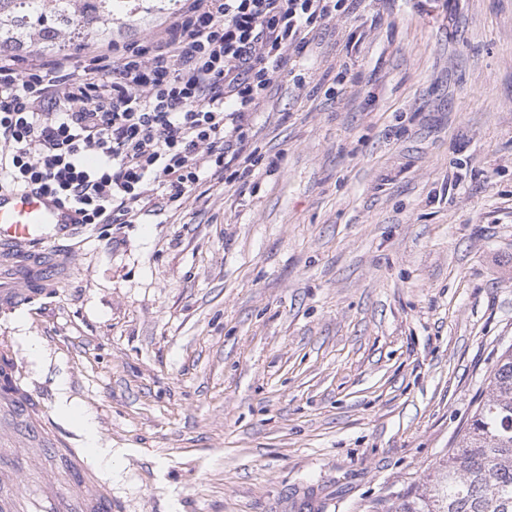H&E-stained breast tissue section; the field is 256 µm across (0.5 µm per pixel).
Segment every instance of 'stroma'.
I'll return each mask as SVG.
<instances>
[{
    "label": "stroma",
    "mask_w": 512,
    "mask_h": 512,
    "mask_svg": "<svg viewBox=\"0 0 512 512\" xmlns=\"http://www.w3.org/2000/svg\"><path fill=\"white\" fill-rule=\"evenodd\" d=\"M252 132L274 172L77 226L73 274L0 308L30 401L70 447L63 395L122 449L86 459L112 512H387L512 345V0H358ZM17 454L16 496L79 483Z\"/></svg>",
    "instance_id": "obj_1"
}]
</instances>
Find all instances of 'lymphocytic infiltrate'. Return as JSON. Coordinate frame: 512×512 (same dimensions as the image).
<instances>
[{"label": "lymphocytic infiltrate", "instance_id": "obj_1", "mask_svg": "<svg viewBox=\"0 0 512 512\" xmlns=\"http://www.w3.org/2000/svg\"><path fill=\"white\" fill-rule=\"evenodd\" d=\"M152 37L92 55H0V185L33 187L82 224L179 206L204 168L232 184L261 161L250 121L293 54L356 0H181Z\"/></svg>", "mask_w": 512, "mask_h": 512}]
</instances>
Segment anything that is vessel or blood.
<instances>
[{"mask_svg":"<svg viewBox=\"0 0 512 512\" xmlns=\"http://www.w3.org/2000/svg\"><path fill=\"white\" fill-rule=\"evenodd\" d=\"M74 220L71 210L38 191L0 192V271L12 281L11 287L0 289V305L12 307L30 293L57 287L58 258L48 245ZM66 462L81 473L82 486L76 491L56 484L42 488L43 512H112L109 488L86 468L83 459L70 454Z\"/></svg>","mask_w":512,"mask_h":512,"instance_id":"b4317fda","label":"vessel or blood"}]
</instances>
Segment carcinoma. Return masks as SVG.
I'll list each match as a JSON object with an SVG mask.
<instances>
[{
  "label": "carcinoma",
  "mask_w": 512,
  "mask_h": 512,
  "mask_svg": "<svg viewBox=\"0 0 512 512\" xmlns=\"http://www.w3.org/2000/svg\"><path fill=\"white\" fill-rule=\"evenodd\" d=\"M130 0H0V54L32 44L45 55L112 43L113 15ZM434 486L407 494L388 512H512V345L487 378Z\"/></svg>",
  "instance_id": "1"
}]
</instances>
